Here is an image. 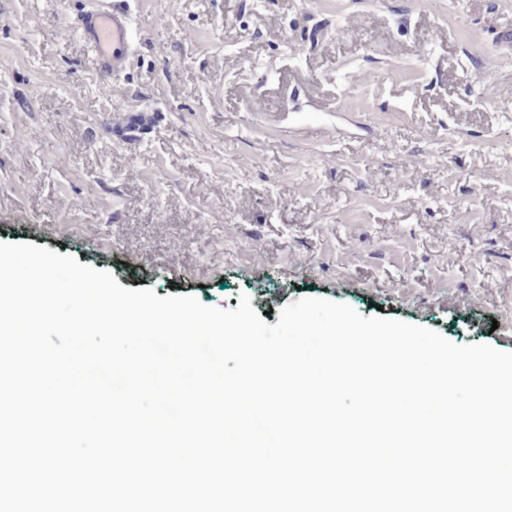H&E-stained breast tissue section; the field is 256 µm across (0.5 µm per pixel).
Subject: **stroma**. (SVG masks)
<instances>
[{
  "mask_svg": "<svg viewBox=\"0 0 512 512\" xmlns=\"http://www.w3.org/2000/svg\"><path fill=\"white\" fill-rule=\"evenodd\" d=\"M76 7L0 0V241L512 350V0H138L119 99Z\"/></svg>",
  "mask_w": 512,
  "mask_h": 512,
  "instance_id": "1",
  "label": "stroma"
}]
</instances>
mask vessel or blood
<instances>
[{
	"instance_id": "obj_1",
	"label": "vessel or blood",
	"mask_w": 512,
	"mask_h": 512,
	"mask_svg": "<svg viewBox=\"0 0 512 512\" xmlns=\"http://www.w3.org/2000/svg\"><path fill=\"white\" fill-rule=\"evenodd\" d=\"M136 0H88L70 28L88 50L99 78L113 80L114 96L125 90L119 77L134 59Z\"/></svg>"
}]
</instances>
